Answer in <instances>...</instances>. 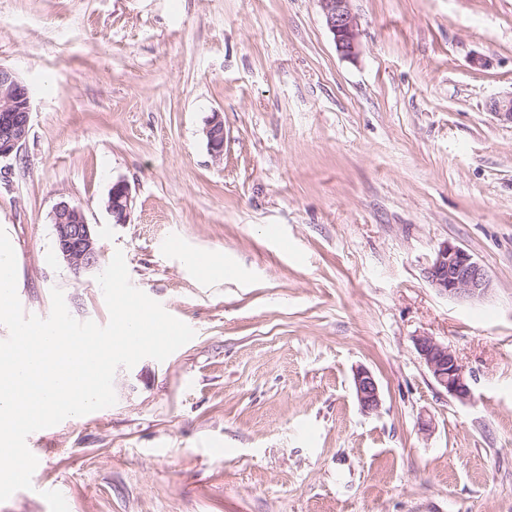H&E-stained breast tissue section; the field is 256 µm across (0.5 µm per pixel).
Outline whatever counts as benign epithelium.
Wrapping results in <instances>:
<instances>
[{
    "instance_id": "obj_1",
    "label": "benign epithelium",
    "mask_w": 512,
    "mask_h": 512,
    "mask_svg": "<svg viewBox=\"0 0 512 512\" xmlns=\"http://www.w3.org/2000/svg\"><path fill=\"white\" fill-rule=\"evenodd\" d=\"M350 0H319L336 51L344 59H354L359 53V29L352 14ZM490 109L501 121L512 123V94L495 99ZM32 98L27 85L17 74L0 65V158L18 153L28 137L31 124ZM207 148L214 160L224 156V119L214 112L204 128ZM132 195L123 180L112 184L104 208L114 224L130 222ZM52 223L56 247L75 278L79 279L100 269L101 254L92 224L83 209L68 201L58 202L53 210ZM429 284L450 298H481L491 287L484 267L462 247L442 243L425 268ZM414 345L420 360L435 383L451 397L467 401L472 397L470 381L456 354L431 336H417ZM354 390L361 409L373 413L381 406L379 384L366 368L354 374Z\"/></svg>"
}]
</instances>
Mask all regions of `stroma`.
Listing matches in <instances>:
<instances>
[{"label": "stroma", "instance_id": "35a3bbf8", "mask_svg": "<svg viewBox=\"0 0 512 512\" xmlns=\"http://www.w3.org/2000/svg\"><path fill=\"white\" fill-rule=\"evenodd\" d=\"M350 7L353 60L318 0H0V64L32 93L27 142L0 159L24 313L48 317L56 287L109 321L57 253L65 200L195 332L118 368L115 405L29 439L71 512H512V125L489 110L512 94V0ZM119 180L127 224L103 206ZM446 241L487 295L430 286ZM418 336L455 352L471 400L435 385ZM207 148L214 160L220 161L224 156V119L215 112L208 118L204 128ZM354 390L361 409L366 413L376 412L381 406L379 384L366 368H359L354 374Z\"/></svg>", "mask_w": 512, "mask_h": 512}]
</instances>
